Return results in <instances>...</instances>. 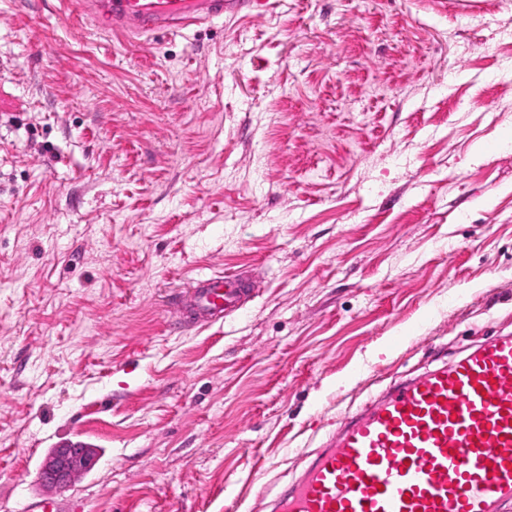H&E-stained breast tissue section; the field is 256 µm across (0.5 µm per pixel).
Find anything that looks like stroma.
<instances>
[{
    "label": "stroma",
    "instance_id": "1",
    "mask_svg": "<svg viewBox=\"0 0 512 512\" xmlns=\"http://www.w3.org/2000/svg\"><path fill=\"white\" fill-rule=\"evenodd\" d=\"M173 37L0 0V512H270L339 419L512 333V0ZM242 315L172 329L199 273ZM96 448L54 491L49 452Z\"/></svg>",
    "mask_w": 512,
    "mask_h": 512
}]
</instances>
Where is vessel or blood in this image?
<instances>
[{"label":"vessel or blood","instance_id":"vessel-or-blood-1","mask_svg":"<svg viewBox=\"0 0 512 512\" xmlns=\"http://www.w3.org/2000/svg\"><path fill=\"white\" fill-rule=\"evenodd\" d=\"M244 0H79L100 29L182 31ZM244 283L201 275L183 307L210 324L235 313ZM512 504V336L398 384L348 417L276 512H502Z\"/></svg>","mask_w":512,"mask_h":512}]
</instances>
